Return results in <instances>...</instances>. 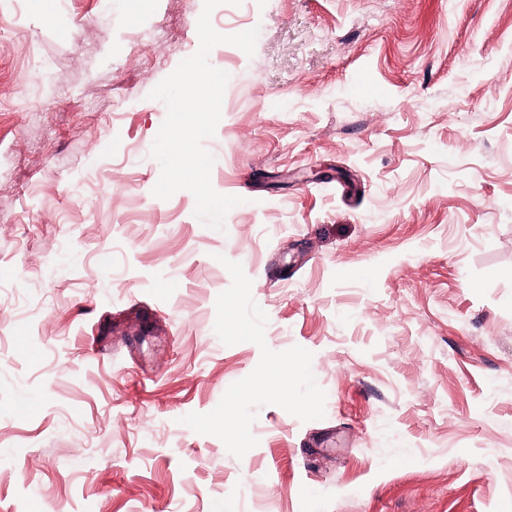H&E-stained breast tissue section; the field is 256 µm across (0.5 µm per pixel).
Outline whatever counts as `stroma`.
<instances>
[{
  "instance_id": "35a3bbf8",
  "label": "stroma",
  "mask_w": 512,
  "mask_h": 512,
  "mask_svg": "<svg viewBox=\"0 0 512 512\" xmlns=\"http://www.w3.org/2000/svg\"><path fill=\"white\" fill-rule=\"evenodd\" d=\"M128 3L0 0V512H512V0L218 6L220 230L152 194L203 0ZM224 257L326 392L240 458Z\"/></svg>"
}]
</instances>
